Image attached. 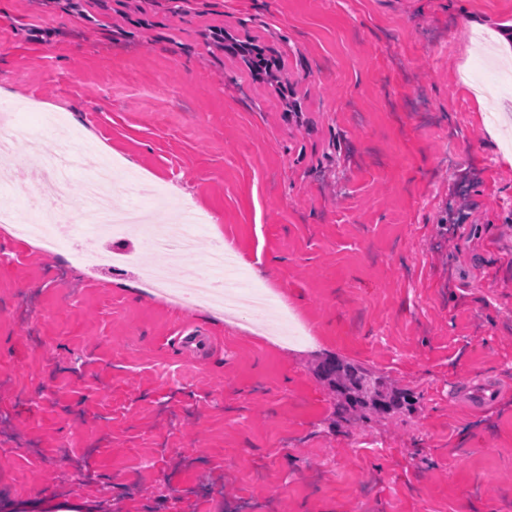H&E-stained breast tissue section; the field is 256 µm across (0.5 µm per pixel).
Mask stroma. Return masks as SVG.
Wrapping results in <instances>:
<instances>
[{
  "mask_svg": "<svg viewBox=\"0 0 512 512\" xmlns=\"http://www.w3.org/2000/svg\"><path fill=\"white\" fill-rule=\"evenodd\" d=\"M512 0H0V106L206 220L310 342L0 229V512H512ZM458 138H443L447 129ZM207 339L187 354L186 331ZM408 392L344 421L327 358ZM490 380L476 411L453 396Z\"/></svg>",
  "mask_w": 512,
  "mask_h": 512,
  "instance_id": "35a3bbf8",
  "label": "stroma"
}]
</instances>
